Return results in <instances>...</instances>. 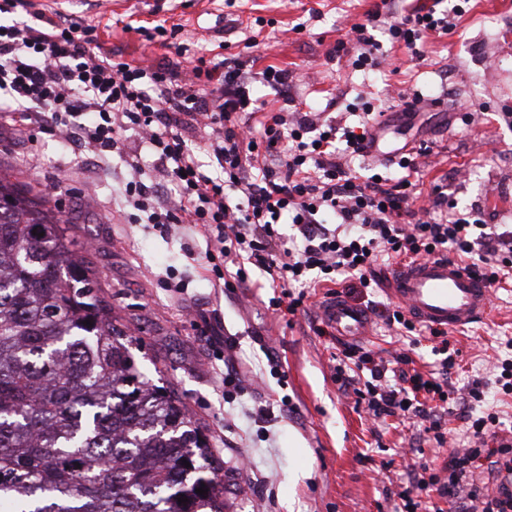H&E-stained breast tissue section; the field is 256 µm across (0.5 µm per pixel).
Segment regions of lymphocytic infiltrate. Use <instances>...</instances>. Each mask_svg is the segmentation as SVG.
I'll use <instances>...</instances> for the list:
<instances>
[{"label": "lymphocytic infiltrate", "instance_id": "obj_1", "mask_svg": "<svg viewBox=\"0 0 512 512\" xmlns=\"http://www.w3.org/2000/svg\"><path fill=\"white\" fill-rule=\"evenodd\" d=\"M461 5L437 13L420 7L400 18L374 10L353 24L354 67L377 71L387 58L377 33L415 48L426 34L454 29ZM97 28L60 11L35 8L32 0H0V126H49L75 150L108 160L122 151L126 132L138 135L154 159V179L144 183L137 155H129L121 194L148 223L199 228L213 272L236 268L250 287L248 266L262 271L264 287L276 289L273 306L296 312L311 288H369L397 260L454 255L488 284L512 274V229L487 230L479 210L448 205L446 186L434 185L416 206L409 173L412 153L397 154L396 176L366 175L355 166L384 106L358 97L355 121L339 125L321 112L271 108L257 97L260 83L287 97L288 70L273 65L253 71L237 56L208 64L194 58L191 78L177 65L162 66L99 46ZM204 144L217 171L203 170L196 152ZM291 225V246H281V225ZM387 325L407 336L430 334L435 369H414L409 354L386 363L372 350L344 349L335 370L341 388L373 419L417 424L420 434L444 446L447 419L466 423L467 447L453 451L441 473L429 465L411 471L396 512H439L427 493L445 499L450 512H512V430L497 412H480L481 382L467 393L450 383L455 365L445 330H423L403 311ZM486 468L500 480L497 493L472 483Z\"/></svg>", "mask_w": 512, "mask_h": 512}]
</instances>
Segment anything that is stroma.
<instances>
[{
    "label": "stroma",
    "instance_id": "obj_1",
    "mask_svg": "<svg viewBox=\"0 0 512 512\" xmlns=\"http://www.w3.org/2000/svg\"><path fill=\"white\" fill-rule=\"evenodd\" d=\"M434 2L169 0L163 17L182 24L191 51L207 58L238 54L254 58L258 71L274 65L294 72L290 94L303 112L360 95L397 105L423 94L416 117L388 116L412 125L410 132L390 134L389 146L430 149L417 159V190L426 194L435 182H447L448 201L458 210L477 208L487 223L512 225V124L502 119L512 113V0H466L454 30L427 35L412 52L382 39L390 65L377 73L354 69L351 54L328 55L337 41L352 42V23L377 4L403 15ZM65 11L110 25L105 47L155 63L164 59L157 45L122 30L125 21L153 26L154 15L138 0H112L108 9L98 0H75ZM250 37L256 47H247ZM135 152L151 171L152 156L132 134L123 153L101 165L93 154L65 149L47 130L0 129V169L71 217L79 254L97 272L102 297L132 338L139 369L162 373L206 435L214 464L226 475L233 512H394L408 466L442 468L448 448L418 442L411 423L375 422L357 411L333 378V358L342 348L318 335L317 311L270 307L273 292L263 287L259 269L248 270L255 287H225L206 262L198 229L186 224L166 233L131 223L118 208L117 191L125 157ZM172 274L185 278L187 290L167 287ZM492 290L488 314L448 334L460 351L451 373L456 388L476 380L492 384L489 366L512 339V281ZM228 341L236 345L241 371L258 375L233 401L224 397ZM268 347L283 375L264 373ZM240 484L246 495H237Z\"/></svg>",
    "mask_w": 512,
    "mask_h": 512
}]
</instances>
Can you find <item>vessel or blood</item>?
<instances>
[{"mask_svg": "<svg viewBox=\"0 0 512 512\" xmlns=\"http://www.w3.org/2000/svg\"><path fill=\"white\" fill-rule=\"evenodd\" d=\"M388 294L415 320L435 327H461L475 322L490 309L486 282L445 256L397 269ZM320 315L325 327L343 340L359 339L372 332L371 318L343 301L326 303Z\"/></svg>", "mask_w": 512, "mask_h": 512, "instance_id": "vessel-or-blood-1", "label": "vessel or blood"}]
</instances>
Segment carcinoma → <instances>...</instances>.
Segmentation results:
<instances>
[{
    "label": "carcinoma",
    "mask_w": 512,
    "mask_h": 512,
    "mask_svg": "<svg viewBox=\"0 0 512 512\" xmlns=\"http://www.w3.org/2000/svg\"><path fill=\"white\" fill-rule=\"evenodd\" d=\"M98 291L59 210L1 173L0 512H226L206 437Z\"/></svg>",
    "instance_id": "carcinoma-1"
}]
</instances>
